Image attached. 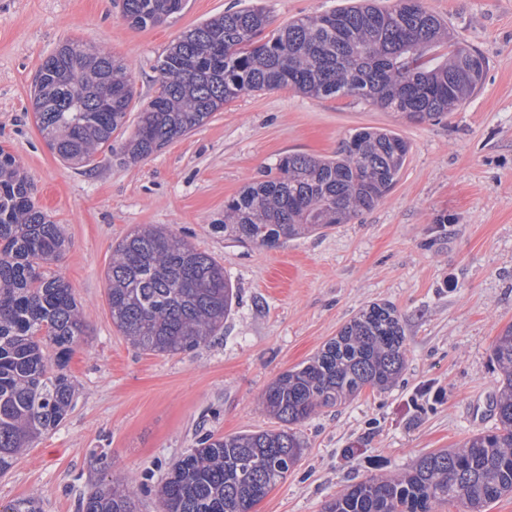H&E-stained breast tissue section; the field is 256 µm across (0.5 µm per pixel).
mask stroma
<instances>
[{
  "instance_id": "1",
  "label": "stroma",
  "mask_w": 512,
  "mask_h": 512,
  "mask_svg": "<svg viewBox=\"0 0 512 512\" xmlns=\"http://www.w3.org/2000/svg\"><path fill=\"white\" fill-rule=\"evenodd\" d=\"M339 2L257 0L276 27ZM424 5L487 61L480 88L439 119L409 122L352 97L261 91L137 163L105 149L76 169L53 154L33 119L42 61L67 41L127 60L134 119L156 93L157 60L171 42L239 2L186 0L163 24L139 29L123 18L121 0H0V147L21 159L36 204L69 241L53 269L87 325L68 363L72 406L0 476V503L36 497L43 512H78L112 480L133 484L137 512H158L169 463L206 433L280 430L263 392L375 302L400 315L401 377L303 423L301 458L255 512H323L353 483L403 473L423 455L495 429L500 373L491 352L512 324V0ZM360 127L392 129L410 146L375 208L275 248L225 240V202L276 158L333 154ZM149 224L215 257L237 290L223 330L194 351L144 352L112 322V249Z\"/></svg>"
}]
</instances>
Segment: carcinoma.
I'll use <instances>...</instances> for the list:
<instances>
[{"label": "carcinoma", "instance_id": "obj_1", "mask_svg": "<svg viewBox=\"0 0 512 512\" xmlns=\"http://www.w3.org/2000/svg\"><path fill=\"white\" fill-rule=\"evenodd\" d=\"M181 11V0H122L124 18L143 29ZM448 52L438 53L443 46ZM158 90L121 142L134 86L111 54L68 41L42 63L33 93L35 123L61 159L86 166L103 148L136 163L202 126L251 92L288 88L315 99L355 97L410 122L440 118L472 95L486 69L475 49L451 38L423 0L382 8L355 0L318 17L271 28L245 6L183 32L159 57ZM410 150L387 128L355 130L336 153L289 152L274 173L224 204V239L275 247L348 224L394 187ZM66 251L58 225L34 201L19 159L0 148V474L67 414L66 367L86 325L73 289L50 271ZM112 320L140 350L191 352L224 328L236 298L224 267L163 227L136 230L112 248L107 270ZM502 371L498 426L454 449L422 456L399 479L367 478L328 501L324 512H484L512 495V325L496 337ZM405 332L396 308L361 310L312 358L279 375L262 405L278 431L206 434L169 467L159 512H253L301 457L297 426L321 408L402 374ZM81 512H136L134 491L101 484ZM0 512H41L23 499Z\"/></svg>", "mask_w": 512, "mask_h": 512}]
</instances>
